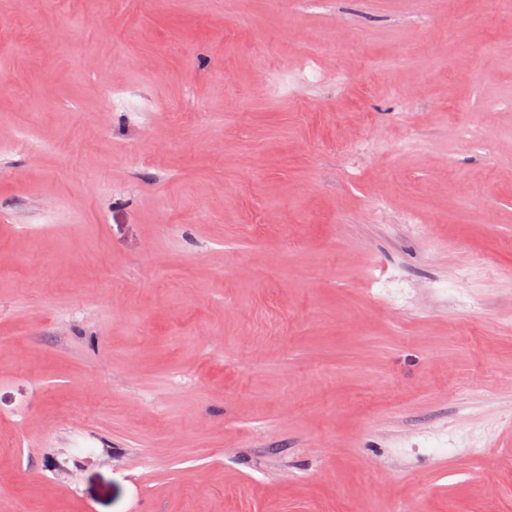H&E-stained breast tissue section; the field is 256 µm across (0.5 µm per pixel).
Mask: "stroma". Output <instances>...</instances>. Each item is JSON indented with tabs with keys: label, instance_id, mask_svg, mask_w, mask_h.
I'll return each mask as SVG.
<instances>
[{
	"label": "stroma",
	"instance_id": "1",
	"mask_svg": "<svg viewBox=\"0 0 512 512\" xmlns=\"http://www.w3.org/2000/svg\"><path fill=\"white\" fill-rule=\"evenodd\" d=\"M498 11L0 0V512H512Z\"/></svg>",
	"mask_w": 512,
	"mask_h": 512
}]
</instances>
